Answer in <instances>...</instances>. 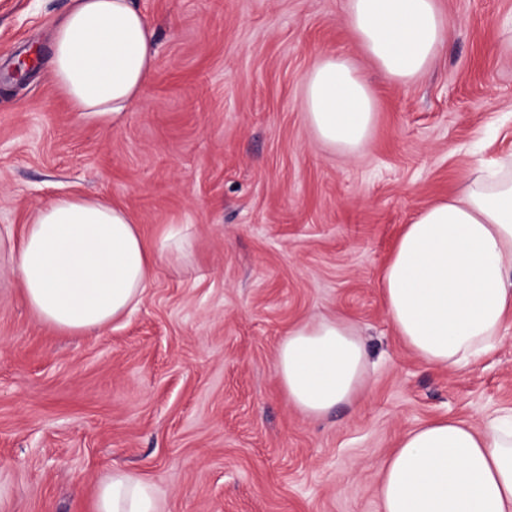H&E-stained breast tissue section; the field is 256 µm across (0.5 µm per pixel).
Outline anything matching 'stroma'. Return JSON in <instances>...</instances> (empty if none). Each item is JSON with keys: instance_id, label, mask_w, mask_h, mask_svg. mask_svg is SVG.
<instances>
[{"instance_id": "1", "label": "stroma", "mask_w": 512, "mask_h": 512, "mask_svg": "<svg viewBox=\"0 0 512 512\" xmlns=\"http://www.w3.org/2000/svg\"><path fill=\"white\" fill-rule=\"evenodd\" d=\"M135 2L157 62L116 127L50 79L68 0H0V225L88 194L146 241H191L90 336L40 321L0 260V512H95L116 470L148 482L160 512H381L377 466L407 431L512 408V328L491 357L439 370L396 335L380 288L403 224L512 153V0H439L445 42L409 85L360 49L346 0ZM327 54L377 99L353 156L300 108ZM322 315L358 328L370 366L355 403L313 419L289 405L276 357L289 327Z\"/></svg>"}]
</instances>
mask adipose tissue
Returning a JSON list of instances; mask_svg holds the SVG:
<instances>
[{"mask_svg":"<svg viewBox=\"0 0 512 512\" xmlns=\"http://www.w3.org/2000/svg\"><path fill=\"white\" fill-rule=\"evenodd\" d=\"M361 49L409 84L435 62L447 19L438 0H347ZM157 60L154 32L133 0H69L53 29L51 78L73 111L120 123L137 108ZM301 107L320 142L347 154L370 142L376 101L343 57L320 58ZM169 233L147 247L129 213L95 196L38 206L23 230L0 225V251L27 304L63 332H102L141 303L157 264L181 257ZM380 288L389 320L426 364L456 369L491 356L512 321V159L476 168L448 198L406 224ZM368 349L338 316L288 332L277 372L291 405L322 417L363 391ZM382 512H512V413L480 423L448 418L403 435L379 468ZM95 512H158L148 483L113 472Z\"/></svg>","mask_w":512,"mask_h":512,"instance_id":"1","label":"adipose tissue"}]
</instances>
